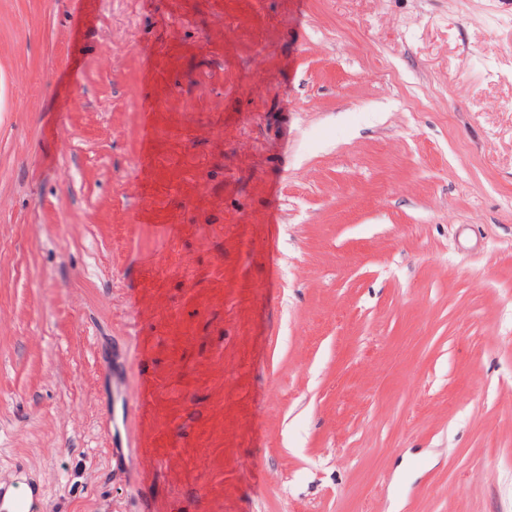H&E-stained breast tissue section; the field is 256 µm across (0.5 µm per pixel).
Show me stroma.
<instances>
[{
  "label": "stroma",
  "mask_w": 512,
  "mask_h": 512,
  "mask_svg": "<svg viewBox=\"0 0 512 512\" xmlns=\"http://www.w3.org/2000/svg\"><path fill=\"white\" fill-rule=\"evenodd\" d=\"M19 480L512 512V0H0Z\"/></svg>",
  "instance_id": "stroma-1"
}]
</instances>
